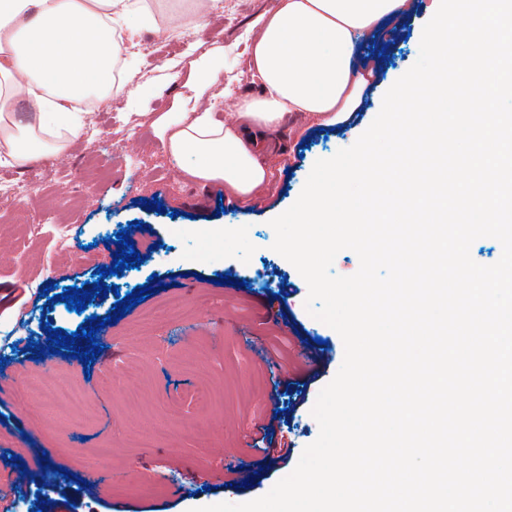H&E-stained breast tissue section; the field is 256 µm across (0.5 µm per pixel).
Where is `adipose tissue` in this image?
<instances>
[{
	"mask_svg": "<svg viewBox=\"0 0 512 512\" xmlns=\"http://www.w3.org/2000/svg\"><path fill=\"white\" fill-rule=\"evenodd\" d=\"M183 22L162 26L151 0H0V165L22 167L62 156L90 125L82 100L125 94L120 69L134 57L121 44L146 27L181 36L201 26L219 0H191ZM407 0H286L263 17L249 46L259 96L240 100L215 120L195 107L174 113L163 147L187 160V175L221 180L241 197L267 182L258 158L285 116L304 112L340 123L355 112L365 79L352 64L355 49Z\"/></svg>",
	"mask_w": 512,
	"mask_h": 512,
	"instance_id": "ef3b65f1",
	"label": "adipose tissue"
}]
</instances>
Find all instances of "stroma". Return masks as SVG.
<instances>
[{"label":"stroma","instance_id":"1","mask_svg":"<svg viewBox=\"0 0 512 512\" xmlns=\"http://www.w3.org/2000/svg\"><path fill=\"white\" fill-rule=\"evenodd\" d=\"M204 27L170 39L143 31L134 48L139 67L128 74L129 96L93 105V127L60 158L35 167H0V184L32 183L29 194L0 203V339L14 344L0 358L16 362L0 396V486L11 489L12 512H30L21 489L47 501L50 512H195L227 502L242 504L268 493L297 466L304 448L319 435L312 408L344 358V344L330 326L305 308L308 285L298 270L273 250L270 222L300 196L317 160L353 145L378 115L387 90L416 62L423 28L438 0H411L399 22L382 21L353 59L367 85L348 121L319 126L305 114L288 116L279 146L265 153L269 182L250 198L223 182L189 178L161 143V129L187 97L208 105L224 83L235 98L260 95L249 69L247 46L258 19L281 0H223ZM176 61L180 78L161 80L159 65ZM222 70L208 84L206 68ZM159 200L162 210L150 209ZM143 223L140 267L105 278L116 231ZM229 234L219 239L216 225ZM70 229V251L55 254L57 228ZM56 272L47 275V263ZM227 276L216 284V275ZM295 291L282 297L278 276ZM104 281L108 296L94 297L83 313L49 301L44 288H83ZM151 285L149 297L127 313L118 294ZM170 307L162 321L145 325L151 308ZM106 325L96 335L101 352L88 363L47 353L44 324L71 335L90 315ZM316 341L309 357L288 350L280 370L264 353L270 337ZM60 394H45V380ZM25 385L28 399L15 397ZM215 400H197L201 387ZM307 400L294 422L276 432L278 445H291L288 464H272L252 451L254 418L267 404ZM110 448L112 468L96 470V449ZM246 478L230 486L229 469ZM161 484L145 495L146 484Z\"/></svg>","mask_w":512,"mask_h":512}]
</instances>
